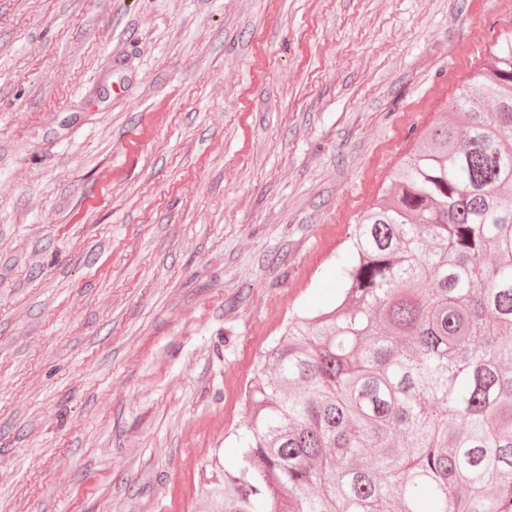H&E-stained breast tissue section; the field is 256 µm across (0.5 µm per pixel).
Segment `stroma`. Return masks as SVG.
Masks as SVG:
<instances>
[{
  "instance_id": "35a3bbf8",
  "label": "stroma",
  "mask_w": 512,
  "mask_h": 512,
  "mask_svg": "<svg viewBox=\"0 0 512 512\" xmlns=\"http://www.w3.org/2000/svg\"><path fill=\"white\" fill-rule=\"evenodd\" d=\"M512 0H0V512H206L243 390Z\"/></svg>"
}]
</instances>
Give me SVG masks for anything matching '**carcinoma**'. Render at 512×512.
I'll return each instance as SVG.
<instances>
[{
  "label": "carcinoma",
  "mask_w": 512,
  "mask_h": 512,
  "mask_svg": "<svg viewBox=\"0 0 512 512\" xmlns=\"http://www.w3.org/2000/svg\"><path fill=\"white\" fill-rule=\"evenodd\" d=\"M512 31L246 390L212 512H512Z\"/></svg>",
  "instance_id": "cac0c4a2"
}]
</instances>
